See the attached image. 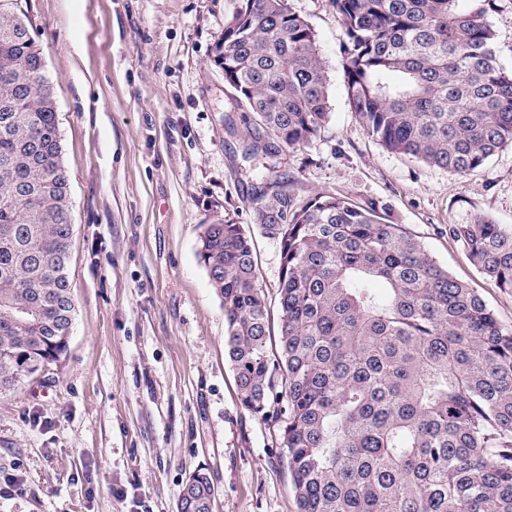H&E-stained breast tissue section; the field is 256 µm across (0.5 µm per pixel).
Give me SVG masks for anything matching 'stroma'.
Here are the masks:
<instances>
[{
    "label": "stroma",
    "instance_id": "obj_1",
    "mask_svg": "<svg viewBox=\"0 0 512 512\" xmlns=\"http://www.w3.org/2000/svg\"><path fill=\"white\" fill-rule=\"evenodd\" d=\"M289 3L318 35L331 118L268 171L245 157L254 116L219 54L238 0H19L57 102L75 321L61 361L0 397V512H177L199 467L214 512H297L279 427L239 403L224 311L196 256L204 225H243L278 321L260 192L381 202L512 327V292L448 233L478 216L512 231V145L464 177L387 151L348 102L330 0Z\"/></svg>",
    "mask_w": 512,
    "mask_h": 512
}]
</instances>
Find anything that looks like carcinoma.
<instances>
[{"instance_id": "carcinoma-1", "label": "carcinoma", "mask_w": 512, "mask_h": 512, "mask_svg": "<svg viewBox=\"0 0 512 512\" xmlns=\"http://www.w3.org/2000/svg\"><path fill=\"white\" fill-rule=\"evenodd\" d=\"M351 107L386 150L465 176L512 144V68L495 0H331ZM17 0H0V395L60 361L75 303L67 275L69 177L41 49ZM224 81L258 118L248 155L329 122L315 29L289 0H239L224 24ZM378 201L256 198L278 244L279 350L256 283L253 238L207 224L197 257L224 310L239 403L280 427L297 512H512V328ZM448 234L512 291V231L485 216ZM192 472L178 512H212ZM490 20L496 30V48L501 62L512 67V0H495Z\"/></svg>"}]
</instances>
